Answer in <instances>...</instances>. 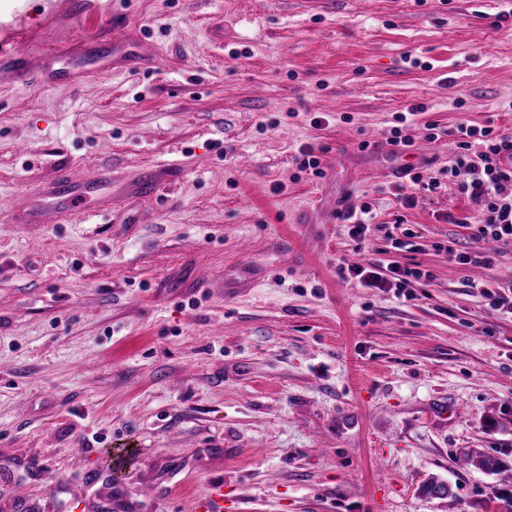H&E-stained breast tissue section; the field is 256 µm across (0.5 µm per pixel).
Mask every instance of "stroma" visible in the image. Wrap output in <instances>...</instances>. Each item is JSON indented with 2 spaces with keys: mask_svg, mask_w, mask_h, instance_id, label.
<instances>
[{
  "mask_svg": "<svg viewBox=\"0 0 512 512\" xmlns=\"http://www.w3.org/2000/svg\"><path fill=\"white\" fill-rule=\"evenodd\" d=\"M112 13L92 55L119 36L149 65L0 85L17 209L59 173L112 171L109 216L0 217V512H183L216 482L224 512H512V318L474 288L512 245L489 269L445 253L489 246L448 162L458 123L512 136V0ZM30 14L59 46L85 29L78 0ZM414 104L405 134L441 133L427 154L390 141ZM155 171L158 203L138 213ZM364 204L359 244L336 214ZM380 248L430 282L404 297L341 276ZM474 450L501 471L465 464ZM430 477L452 498H422Z\"/></svg>",
  "mask_w": 512,
  "mask_h": 512,
  "instance_id": "1",
  "label": "stroma"
}]
</instances>
